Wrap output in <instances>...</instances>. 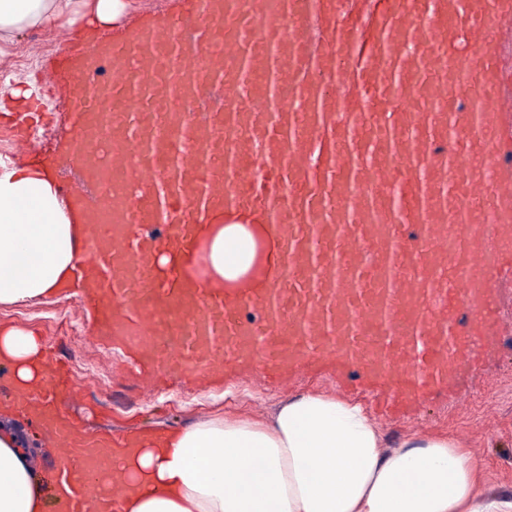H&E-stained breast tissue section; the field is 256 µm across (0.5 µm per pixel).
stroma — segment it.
<instances>
[{"label":"stroma","mask_w":512,"mask_h":512,"mask_svg":"<svg viewBox=\"0 0 512 512\" xmlns=\"http://www.w3.org/2000/svg\"><path fill=\"white\" fill-rule=\"evenodd\" d=\"M67 31L25 33L0 70L17 77L42 75L53 62ZM0 322L39 331L45 346L56 348L81 386L76 401L86 434L104 437L175 428L208 413L259 417L288 397L311 389L337 394L327 371L303 370L271 383L262 376L228 373L221 381L200 383L194 376L147 389L123 352L108 337L90 340L95 314L73 297L58 295L26 306H0ZM378 422L389 442L409 434H441L457 438L482 468V489L512 495V333L504 334L496 354L481 370L460 377L449 389L429 397L411 417ZM9 426L22 436V446L38 471L53 477L57 464L47 435L28 416H10Z\"/></svg>","instance_id":"stroma-1"}]
</instances>
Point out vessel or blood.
Wrapping results in <instances>:
<instances>
[{"instance_id": "b4317fda", "label": "vessel or blood", "mask_w": 512, "mask_h": 512, "mask_svg": "<svg viewBox=\"0 0 512 512\" xmlns=\"http://www.w3.org/2000/svg\"><path fill=\"white\" fill-rule=\"evenodd\" d=\"M423 73L455 125L403 109ZM50 78L70 112L52 160L88 230L77 298L145 383L329 367L410 414L512 330V0H138ZM35 118L10 116L20 151ZM223 222L273 242L258 281L180 268ZM44 365L14 400L54 427L67 512H115L123 485L85 474L124 442L82 435L60 404L76 380Z\"/></svg>"}]
</instances>
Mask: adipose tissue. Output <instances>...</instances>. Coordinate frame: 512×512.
Segmentation results:
<instances>
[{
    "instance_id": "obj_1",
    "label": "adipose tissue",
    "mask_w": 512,
    "mask_h": 512,
    "mask_svg": "<svg viewBox=\"0 0 512 512\" xmlns=\"http://www.w3.org/2000/svg\"><path fill=\"white\" fill-rule=\"evenodd\" d=\"M117 0H0V58L23 33L57 24L108 28ZM255 224H213L186 270L213 288L252 280L270 257ZM85 245L53 167L0 159V304L48 298L71 284ZM32 328L0 325V365L16 388L41 376ZM117 454L128 491L120 512H512V496L487 498L463 448L440 435L388 445L363 404L307 390L269 416L204 417L138 436ZM0 512H61L13 434L0 432Z\"/></svg>"
}]
</instances>
